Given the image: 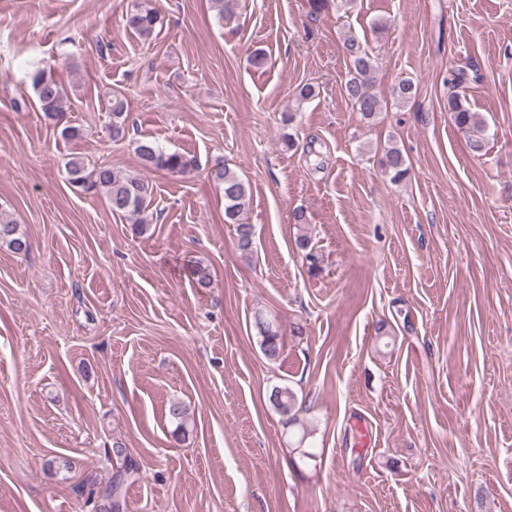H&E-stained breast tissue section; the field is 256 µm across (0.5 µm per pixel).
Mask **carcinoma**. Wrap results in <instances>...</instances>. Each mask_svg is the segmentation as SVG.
<instances>
[{"instance_id": "carcinoma-1", "label": "carcinoma", "mask_w": 512, "mask_h": 512, "mask_svg": "<svg viewBox=\"0 0 512 512\" xmlns=\"http://www.w3.org/2000/svg\"><path fill=\"white\" fill-rule=\"evenodd\" d=\"M161 24L159 13L150 5V0H132L130 9L125 14V26L144 41H150L157 35ZM346 51L350 60L349 78L344 84V93L363 119L370 121L382 111L380 98L370 91L369 79L373 70V57L362 44L350 38L346 42ZM35 90L39 109L44 117L56 123L60 122L68 110L67 98L53 76L52 70L37 67L29 74ZM466 80V73L459 69L448 79L451 91L448 93V114L455 125L471 133L469 147L480 153L486 146L482 123L467 106V98L458 91ZM124 98L112 95V138L121 140L128 132L125 116ZM135 152L143 168L160 170L170 174L186 175L196 167L193 157L179 151H167L156 141L147 138L135 141ZM68 182L72 187L85 193H92L103 198L107 208L116 215L123 216L134 226V232L142 234L147 230L143 214L151 203L153 186L148 180L114 169L107 165H89L81 157H72L65 164ZM385 168L391 173V179L400 181L408 173L406 160L396 147L386 150ZM209 179L217 185L224 197V223L233 225L237 246L247 253L251 250L255 227L244 220L251 194L249 185L240 175L228 166H217L208 174ZM0 243L7 244L15 253H25L29 249L28 239L19 233L18 226L11 221L0 219ZM260 347L264 356L275 361L283 349L276 321L260 313L255 315ZM269 402L287 425L298 423L296 408L298 398L288 386H273ZM170 420L176 422V432H187L188 412L184 405L172 402L168 406ZM115 456L121 459L119 466L112 473V480L106 493L112 498V506L107 512H123V486L139 473L138 464L130 457L122 456V451L115 450Z\"/></svg>"}]
</instances>
